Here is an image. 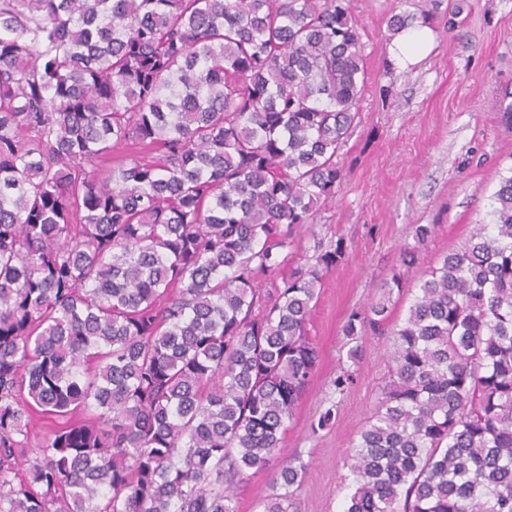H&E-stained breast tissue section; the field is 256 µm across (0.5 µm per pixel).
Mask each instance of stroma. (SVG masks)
I'll return each instance as SVG.
<instances>
[{"mask_svg":"<svg viewBox=\"0 0 512 512\" xmlns=\"http://www.w3.org/2000/svg\"><path fill=\"white\" fill-rule=\"evenodd\" d=\"M463 6L457 32L443 26L449 5ZM367 81L357 124L340 151L341 189L302 229L292 263L305 262L317 241L343 240L341 262L324 274L306 325L318 352L311 385L281 434L284 456L304 465L294 488V512H341L352 476L349 450L372 415L391 370L392 332L407 316L413 290L426 270L463 247L487 223L492 194L512 170V0H352ZM432 14L434 40L414 64L397 67L390 56L393 15L411 25ZM434 232L416 245L413 227ZM417 247L418 261L403 269L399 255ZM404 272L408 289L392 296L383 334L359 341L357 361L347 357L343 329L352 312L377 301L379 286ZM353 382L336 393L344 370ZM329 426L312 431L326 409Z\"/></svg>","mask_w":512,"mask_h":512,"instance_id":"stroma-1","label":"stroma"}]
</instances>
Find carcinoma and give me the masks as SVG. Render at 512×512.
<instances>
[{"mask_svg": "<svg viewBox=\"0 0 512 512\" xmlns=\"http://www.w3.org/2000/svg\"><path fill=\"white\" fill-rule=\"evenodd\" d=\"M365 81L350 0H0V512H236L258 474L290 512L343 242L259 284L335 197ZM489 217L393 332L342 512H512V168Z\"/></svg>", "mask_w": 512, "mask_h": 512, "instance_id": "obj_1", "label": "carcinoma"}]
</instances>
